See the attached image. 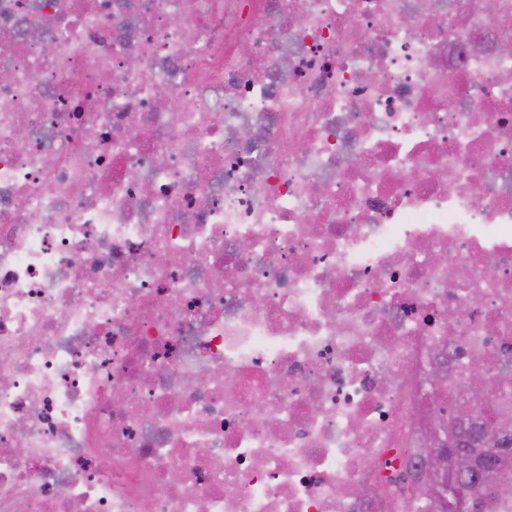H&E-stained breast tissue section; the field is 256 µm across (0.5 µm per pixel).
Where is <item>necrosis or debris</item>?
Wrapping results in <instances>:
<instances>
[{
	"instance_id": "obj_1",
	"label": "necrosis or debris",
	"mask_w": 512,
	"mask_h": 512,
	"mask_svg": "<svg viewBox=\"0 0 512 512\" xmlns=\"http://www.w3.org/2000/svg\"><path fill=\"white\" fill-rule=\"evenodd\" d=\"M504 44L512 0H0V512H410L432 415L512 412Z\"/></svg>"
}]
</instances>
